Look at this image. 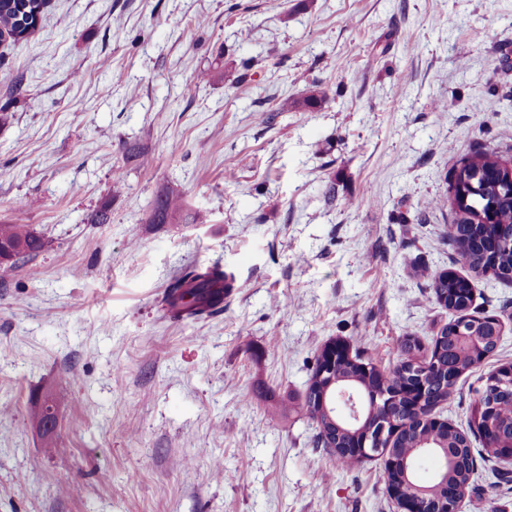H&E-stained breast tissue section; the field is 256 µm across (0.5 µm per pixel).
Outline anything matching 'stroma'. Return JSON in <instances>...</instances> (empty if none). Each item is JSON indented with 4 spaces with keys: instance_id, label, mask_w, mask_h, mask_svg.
I'll return each instance as SVG.
<instances>
[{
    "instance_id": "obj_1",
    "label": "stroma",
    "mask_w": 512,
    "mask_h": 512,
    "mask_svg": "<svg viewBox=\"0 0 512 512\" xmlns=\"http://www.w3.org/2000/svg\"><path fill=\"white\" fill-rule=\"evenodd\" d=\"M1 113L0 223L46 245L0 273V512H397L383 461L335 463L298 404L327 342L389 367L451 320L418 266L503 325L436 413L478 457L461 512H512L470 428L512 282L460 262L446 203L473 149L512 162V0H51L0 45ZM167 191L196 222L148 223ZM213 265L223 312L168 321L169 280Z\"/></svg>"
}]
</instances>
